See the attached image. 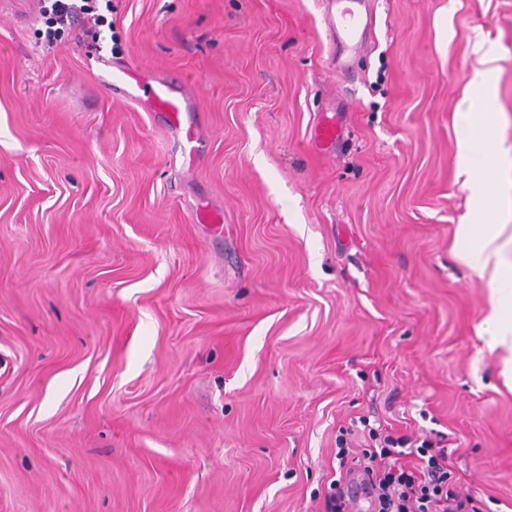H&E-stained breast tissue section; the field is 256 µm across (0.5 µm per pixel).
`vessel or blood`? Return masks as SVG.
<instances>
[{
  "mask_svg": "<svg viewBox=\"0 0 512 512\" xmlns=\"http://www.w3.org/2000/svg\"><path fill=\"white\" fill-rule=\"evenodd\" d=\"M370 2L371 0H321L327 38L340 72H347L351 54L363 47L366 35L373 25L375 16ZM112 78L117 86L131 80L138 87L144 88V108L164 114L167 126L182 133L187 143L197 141V129L185 122L187 113L194 111L195 104L184 86L173 85L166 75L129 67L117 68ZM313 132L316 143L327 148L335 147L342 136L343 120L337 114L319 117Z\"/></svg>",
  "mask_w": 512,
  "mask_h": 512,
  "instance_id": "1",
  "label": "vessel or blood"
}]
</instances>
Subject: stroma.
<instances>
[{
	"label": "stroma",
	"instance_id": "35a3bbf8",
	"mask_svg": "<svg viewBox=\"0 0 512 512\" xmlns=\"http://www.w3.org/2000/svg\"><path fill=\"white\" fill-rule=\"evenodd\" d=\"M373 8L345 75L318 0H112L96 43L0 11V512H327L363 416L447 434L512 512V388L451 251L485 68L512 144V0ZM116 64L182 79L196 152ZM336 112H343V110L334 109L331 116L319 117L313 127L316 143L325 148L335 147L342 136L343 120Z\"/></svg>",
	"mask_w": 512,
	"mask_h": 512
}]
</instances>
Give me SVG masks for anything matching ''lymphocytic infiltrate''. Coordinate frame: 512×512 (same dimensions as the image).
Instances as JSON below:
<instances>
[{
  "instance_id": "f902f5d3",
  "label": "lymphocytic infiltrate",
  "mask_w": 512,
  "mask_h": 512,
  "mask_svg": "<svg viewBox=\"0 0 512 512\" xmlns=\"http://www.w3.org/2000/svg\"><path fill=\"white\" fill-rule=\"evenodd\" d=\"M50 37L64 33L77 16H85L83 37L100 38L107 18L99 14L98 0H50ZM362 452L360 471L366 477L363 495L373 512H482L476 500L460 494L448 456V439L412 438L388 428H372Z\"/></svg>"
}]
</instances>
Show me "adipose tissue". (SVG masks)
Returning <instances> with one entry per match:
<instances>
[{
    "label": "adipose tissue",
    "mask_w": 512,
    "mask_h": 512,
    "mask_svg": "<svg viewBox=\"0 0 512 512\" xmlns=\"http://www.w3.org/2000/svg\"><path fill=\"white\" fill-rule=\"evenodd\" d=\"M496 84L476 74L458 106L456 162L478 202L455 228L453 252L489 290V311L478 327L491 351L499 352L501 373L512 378V147L495 134L498 115L478 112L475 99L494 103Z\"/></svg>",
    "instance_id": "obj_1"
}]
</instances>
